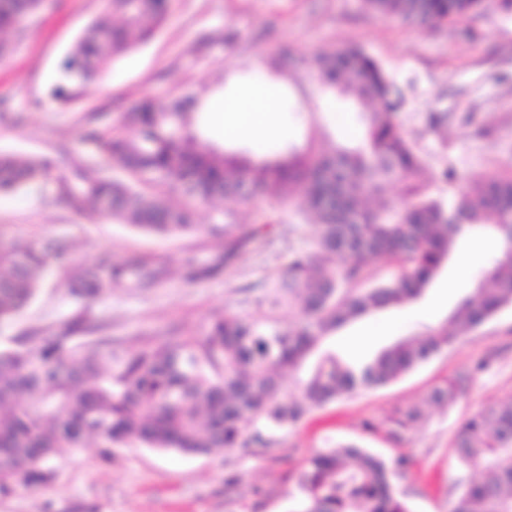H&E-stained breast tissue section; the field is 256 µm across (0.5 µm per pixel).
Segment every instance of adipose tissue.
<instances>
[{"label": "adipose tissue", "mask_w": 512, "mask_h": 512, "mask_svg": "<svg viewBox=\"0 0 512 512\" xmlns=\"http://www.w3.org/2000/svg\"><path fill=\"white\" fill-rule=\"evenodd\" d=\"M203 108L216 115L228 141L250 135H269L276 130L274 117L278 98L263 85H254L228 96L206 98Z\"/></svg>", "instance_id": "ef3b65f1"}]
</instances>
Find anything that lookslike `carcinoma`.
<instances>
[{"label": "carcinoma", "mask_w": 512, "mask_h": 512, "mask_svg": "<svg viewBox=\"0 0 512 512\" xmlns=\"http://www.w3.org/2000/svg\"><path fill=\"white\" fill-rule=\"evenodd\" d=\"M41 2L0 0V32L18 28ZM365 3L383 19L418 25L460 23L477 10L512 14V0ZM168 9L169 0H107L106 13L58 62L51 101L77 103L110 61L156 34ZM285 59L289 68L306 70L323 90H337L366 108L357 145L329 153L291 148L274 161L255 164L193 134L204 98L199 92L169 103L142 101L110 131L98 127L100 114L86 115L80 143L96 145L108 163L130 176L159 181L195 202L222 200L230 208L303 196L316 250L294 252L267 283V310L260 320L214 313L198 334L128 348L93 327L81 310L0 347V493L48 483L53 473L47 464L58 449L80 447L89 438L105 457L112 445L129 439L194 455L265 445L262 432H245L246 421L280 428L296 423L307 403L320 406L395 382L451 346L462 327H476L512 304V176H475L467 190L446 201L430 195L426 185L414 181L426 162L405 127L404 92L381 62L358 45L311 59L280 50L273 64ZM394 180L405 182L397 199L388 194ZM48 185L73 211L112 216L144 233L197 229L191 207L146 195L130 181L84 176L74 183L53 173L45 158L0 153V194ZM272 223L264 216L259 225H224V249L204 264L187 258L185 280L224 275ZM475 232L494 236L501 250L439 327L403 336L367 361H344L321 351L326 337L349 321L419 299L460 241ZM61 257L60 250L35 241L0 237V331L34 301ZM374 262L391 267V278L352 292L373 281ZM164 278L163 269L142 257L102 256L95 271L72 277L68 296L84 307L114 286ZM282 305L297 311L298 320L288 329L273 326V312ZM311 359L300 380L301 399L288 398L283 373ZM467 379H449L433 390L431 401L453 405ZM422 417L419 405L399 409L389 419V433L399 439ZM451 453L460 470L485 472L480 481H455L451 512H512V397L464 420ZM407 467L405 457L389 466L353 444L325 448L309 458L296 479V512H411L391 480V471Z\"/></svg>", "instance_id": "carcinoma-1"}]
</instances>
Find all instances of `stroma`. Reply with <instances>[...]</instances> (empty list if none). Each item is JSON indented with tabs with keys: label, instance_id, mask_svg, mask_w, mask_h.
Masks as SVG:
<instances>
[{
	"label": "stroma",
	"instance_id": "35a3bbf8",
	"mask_svg": "<svg viewBox=\"0 0 512 512\" xmlns=\"http://www.w3.org/2000/svg\"><path fill=\"white\" fill-rule=\"evenodd\" d=\"M103 11L104 0H43L21 29L8 34L11 50L0 58V152L48 156L67 177L94 176L105 161L94 146L77 142L86 113H102L100 125L108 128L120 107L145 96L168 101L203 87L231 94L253 83L279 91L278 134L228 142L211 113L201 112L197 129L204 142L245 153L256 163L291 147L323 151L353 144L363 129L358 107L324 93L305 72L276 71L267 60L280 46L310 55L357 43L406 85V127L428 161L419 179L431 183L432 193L464 190L468 177L483 173L512 175V15L476 12L460 23L419 27L382 20L363 0H170L165 24L150 42L115 59L78 104L59 107L48 98L57 62ZM228 29L238 34L233 44L195 51L198 33ZM426 112L447 113V127L424 131ZM447 164L459 175L454 186L432 184V170ZM253 217L249 204L232 215L223 214L221 204H200L198 232L164 237L110 217L76 214L51 193L0 195L1 235L68 246L63 270L46 276L38 298L6 334L21 339L75 313L68 280L102 253L139 255L167 272L161 283L116 287L90 304L91 318L126 344L160 338L174 328L197 332L216 310L259 316L266 278L283 269L293 251L312 244L313 228L301 223L295 207L279 210L263 244L250 247L230 273L197 283L181 276L186 256L204 263L222 249L224 240L212 235L211 227L248 224ZM468 241L483 250L464 271H457L455 261L446 262L420 299L352 320L325 339L323 351L361 361L396 338L439 326L500 251L498 241L482 233ZM381 324L392 325L391 334L371 335ZM482 359L485 369L474 371ZM469 369L474 375L452 407L429 408L402 442L389 437L385 421L392 411L423 401L446 379ZM509 396L512 305L464 330L452 348L397 382L311 408L300 422L268 433L266 447L194 456L126 441L114 445L108 459L89 444L63 448L49 463L54 481L0 494V512H290L297 475L308 459L348 442L389 462L407 457L406 475L395 486L413 512H449L450 488L459 475L449 452L457 427ZM367 421L375 431H365Z\"/></svg>",
	"mask_w": 512,
	"mask_h": 512
}]
</instances>
